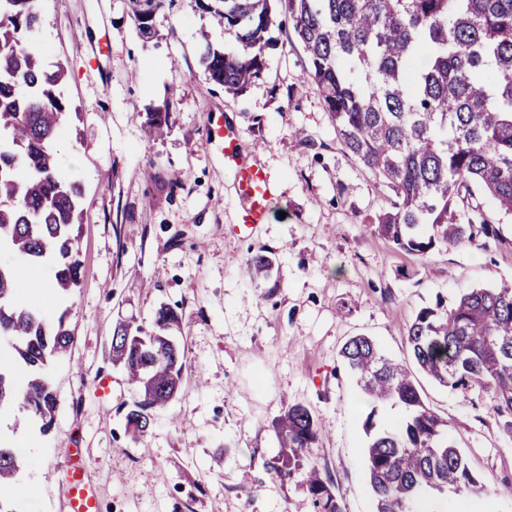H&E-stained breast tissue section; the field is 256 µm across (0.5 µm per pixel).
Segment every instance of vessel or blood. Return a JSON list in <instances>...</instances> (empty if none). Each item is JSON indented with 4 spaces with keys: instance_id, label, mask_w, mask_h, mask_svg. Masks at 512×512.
I'll use <instances>...</instances> for the list:
<instances>
[{
    "instance_id": "vessel-or-blood-1",
    "label": "vessel or blood",
    "mask_w": 512,
    "mask_h": 512,
    "mask_svg": "<svg viewBox=\"0 0 512 512\" xmlns=\"http://www.w3.org/2000/svg\"><path fill=\"white\" fill-rule=\"evenodd\" d=\"M207 136L210 143L221 146L228 166L234 171L235 189L241 201L240 224L251 230L266 223L273 193L264 169L258 162L239 157L238 131L224 127L220 120L210 121ZM64 457V486L69 512H98V499L86 477L82 449H66Z\"/></svg>"
}]
</instances>
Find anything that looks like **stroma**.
I'll return each mask as SVG.
<instances>
[{
	"label": "stroma",
	"instance_id": "stroma-1",
	"mask_svg": "<svg viewBox=\"0 0 512 512\" xmlns=\"http://www.w3.org/2000/svg\"><path fill=\"white\" fill-rule=\"evenodd\" d=\"M40 10L45 60L65 66L61 90L75 113L58 158L83 187L82 274L69 299L74 343L51 368L50 431L15 407L0 416V439L27 465L8 496L29 512H68L61 465L77 440L104 512H318L310 468L343 512H373L361 455L370 406L339 351L367 336L412 364L407 328L421 308L512 280V223L488 248L438 245L423 257L374 233L388 192L339 140L284 9L262 80L239 95L201 69L204 41L223 44L224 28L194 0L164 6L147 42L124 0H41ZM166 100L168 127L147 139ZM214 115L239 129L241 156L258 159L275 189L268 222L249 234L232 172L207 139ZM255 251L270 261L262 278L246 273ZM163 306L180 318L182 385L138 435L125 422L135 395L112 363V330L122 320L152 330ZM101 372L112 377L104 400ZM417 382L482 482L484 512H512V433L489 395ZM296 403L323 427L301 469L281 479L273 424Z\"/></svg>",
	"mask_w": 512,
	"mask_h": 512
}]
</instances>
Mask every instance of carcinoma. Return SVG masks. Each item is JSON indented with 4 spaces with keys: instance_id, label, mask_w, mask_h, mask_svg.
<instances>
[{
    "instance_id": "obj_1",
    "label": "carcinoma",
    "mask_w": 512,
    "mask_h": 512,
    "mask_svg": "<svg viewBox=\"0 0 512 512\" xmlns=\"http://www.w3.org/2000/svg\"><path fill=\"white\" fill-rule=\"evenodd\" d=\"M39 0H0V250L27 264L52 262L54 290L78 286L82 187L61 170L57 141L69 114L59 86L66 69L45 62L37 35ZM167 0H128L138 34L151 39ZM273 0H195L224 26L234 44L206 43L208 80L240 93L260 79L276 46ZM309 60L307 81L321 94L348 154L393 195L374 231L393 247L425 255L436 245L469 246L498 238L478 197L512 220V0H282ZM170 101L151 114L147 134L162 132ZM69 309L52 314L18 297L12 263H0V409L18 404L47 433L58 398L50 365L71 348ZM156 332L126 322L112 331V361L134 386L127 425L140 434L156 409L178 392L184 351L167 336L179 326L169 307L154 317ZM414 362L438 384L478 388L512 433V283L475 288L447 307L420 309L408 328ZM345 371L371 405L363 455L374 512H420L450 492L478 498L483 488L448 430L426 405L407 369L367 336L340 351ZM27 381L19 387L14 374ZM390 404L404 416L377 424ZM321 419L304 404L276 420L289 450L280 478L315 447ZM23 468L0 445V487ZM319 512H342L315 470L307 475Z\"/></svg>"
}]
</instances>
